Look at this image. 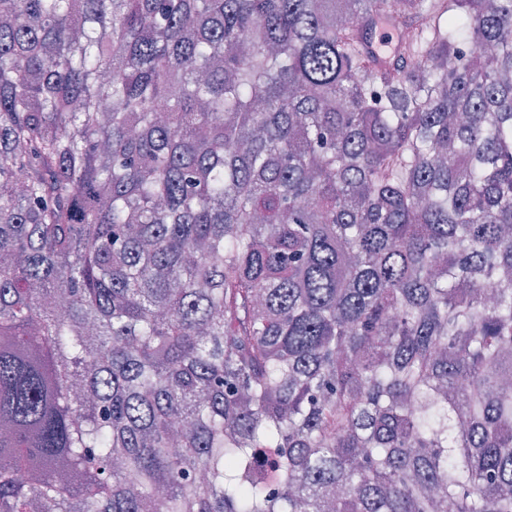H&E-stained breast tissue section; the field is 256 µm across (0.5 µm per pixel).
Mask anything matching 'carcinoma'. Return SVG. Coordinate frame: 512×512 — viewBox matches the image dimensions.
Returning a JSON list of instances; mask_svg holds the SVG:
<instances>
[{"label": "carcinoma", "instance_id": "obj_1", "mask_svg": "<svg viewBox=\"0 0 512 512\" xmlns=\"http://www.w3.org/2000/svg\"><path fill=\"white\" fill-rule=\"evenodd\" d=\"M0 512H512V0H0Z\"/></svg>", "mask_w": 512, "mask_h": 512}]
</instances>
